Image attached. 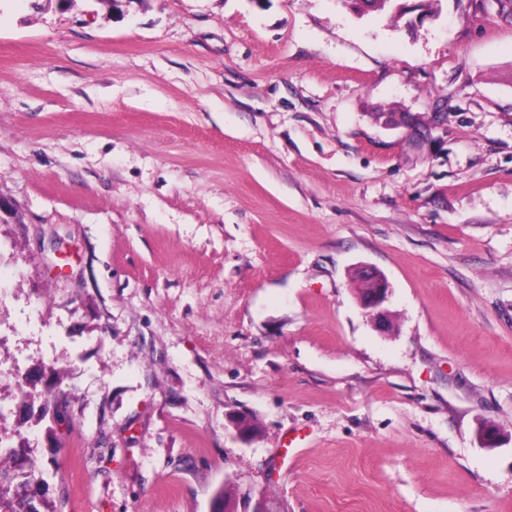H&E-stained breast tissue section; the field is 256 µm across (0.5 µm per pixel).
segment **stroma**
I'll return each instance as SVG.
<instances>
[{
    "instance_id": "1",
    "label": "stroma",
    "mask_w": 512,
    "mask_h": 512,
    "mask_svg": "<svg viewBox=\"0 0 512 512\" xmlns=\"http://www.w3.org/2000/svg\"><path fill=\"white\" fill-rule=\"evenodd\" d=\"M399 3L0 0L41 512H512V0ZM363 276L374 284L371 292L362 299L363 305L367 309L376 310V313L370 314L379 326L382 329H385L387 324V314L384 304L388 301L390 286L383 276L370 269L363 270Z\"/></svg>"
}]
</instances>
